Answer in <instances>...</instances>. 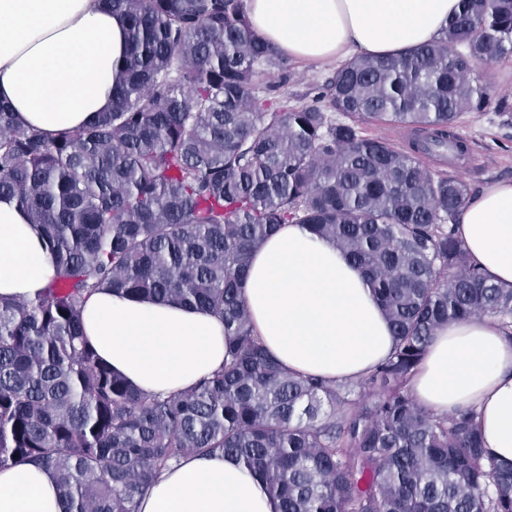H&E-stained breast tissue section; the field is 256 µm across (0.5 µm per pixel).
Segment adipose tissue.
Here are the masks:
<instances>
[{
    "instance_id": "obj_1",
    "label": "adipose tissue",
    "mask_w": 512,
    "mask_h": 512,
    "mask_svg": "<svg viewBox=\"0 0 512 512\" xmlns=\"http://www.w3.org/2000/svg\"><path fill=\"white\" fill-rule=\"evenodd\" d=\"M458 0H246L252 30L293 58L338 63L398 56L430 42ZM126 24L101 0H0V101L48 133L93 122L112 107L128 50ZM459 237L491 279L512 288V180L486 183L461 209ZM52 274L16 199L0 198V298L31 297ZM254 328L289 371L344 382L386 358L394 336L364 275L331 241L282 225L255 251L242 284ZM88 343L113 371L147 393L193 386L224 364L223 320L173 302L87 300ZM435 413L476 412L485 445L512 464V339L490 317L439 329L412 380ZM62 512L53 474L0 466V512ZM140 512H276L263 484L236 458L189 456L165 471Z\"/></svg>"
}]
</instances>
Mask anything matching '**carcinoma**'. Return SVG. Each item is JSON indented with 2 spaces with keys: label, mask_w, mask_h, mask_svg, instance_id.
Listing matches in <instances>:
<instances>
[{
  "label": "carcinoma",
  "mask_w": 512,
  "mask_h": 512,
  "mask_svg": "<svg viewBox=\"0 0 512 512\" xmlns=\"http://www.w3.org/2000/svg\"><path fill=\"white\" fill-rule=\"evenodd\" d=\"M106 2L130 43L110 110L49 135L0 102V195L42 227L55 271L37 296L0 301V465L51 471L63 512H138L162 472L215 453L279 512H512V468L473 409L439 415L410 389L446 325L489 316L512 339V288L456 233L470 186L422 161L468 152L457 121L492 104L469 73L512 56V0H460L437 39L350 59L302 105L261 90L260 67L288 58L245 0ZM369 122L414 139L397 147ZM283 224L333 241L387 315L393 351L366 376L290 372L256 335L241 284ZM102 290L221 317L229 359L175 394L135 389L85 339Z\"/></svg>",
  "instance_id": "carcinoma-1"
}]
</instances>
